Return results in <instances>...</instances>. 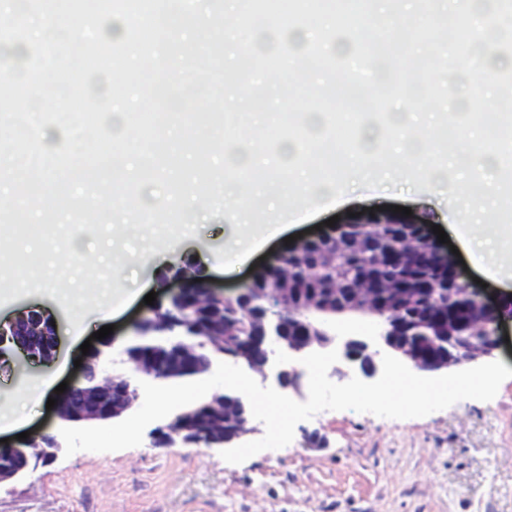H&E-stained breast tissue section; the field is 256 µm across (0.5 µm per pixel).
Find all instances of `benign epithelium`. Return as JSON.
Masks as SVG:
<instances>
[{"instance_id": "obj_1", "label": "benign epithelium", "mask_w": 512, "mask_h": 512, "mask_svg": "<svg viewBox=\"0 0 512 512\" xmlns=\"http://www.w3.org/2000/svg\"><path fill=\"white\" fill-rule=\"evenodd\" d=\"M380 225L400 226L404 232L399 240L370 250L365 247L363 230ZM319 241L335 245L320 257L321 265L334 264L352 250L367 254L368 260L359 275L353 280H336L335 292L339 305L369 314L373 332L360 336L351 331L331 334L309 318V314L321 309L319 296H311L302 307L297 303L290 261ZM272 273L278 275L277 282L265 297L267 310L255 323L252 335L243 339L226 323L214 326L211 335L226 341L224 356L233 364L247 367L264 382L271 379L281 388H298L300 374L295 362L275 365L278 349L296 359L335 349L344 365L333 372L341 379L355 376L364 380L382 372L385 354L403 359L418 371L439 372L488 358L497 348L496 315L491 303L471 288L451 259L416 224H401L390 218H365L342 224L330 234L302 241L259 280H270ZM446 288L455 293L453 305L441 297ZM241 297L240 293L224 297L204 285H191L186 279L180 288L169 293L171 301H211L226 306ZM419 327L435 337V343L413 344L409 337ZM6 336L33 364L52 358L57 347L52 320L35 309L17 316L9 329L0 328V344ZM112 349L113 341L108 340L89 353L81 380L58 402V419L87 424L106 422L123 415L137 402L138 387L130 377L108 371V365L114 362ZM131 366L138 378H153L158 360L153 355H142ZM211 367L212 361L204 359L191 344L184 345L170 361L174 378L205 374ZM218 397L220 404L214 412L224 419V439L210 441L208 445L224 448L255 432L256 427L248 406L235 391L226 388ZM180 417L176 414L168 423L156 427L153 434L169 445L177 440L188 441L187 434L195 428L181 422ZM63 450V442L49 433L31 442L0 445V454L14 459L10 469L0 471V483L25 477L39 463L55 459Z\"/></svg>"}]
</instances>
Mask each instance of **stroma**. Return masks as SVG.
<instances>
[{"instance_id": "35a3bbf8", "label": "stroma", "mask_w": 512, "mask_h": 512, "mask_svg": "<svg viewBox=\"0 0 512 512\" xmlns=\"http://www.w3.org/2000/svg\"><path fill=\"white\" fill-rule=\"evenodd\" d=\"M451 174L438 170L427 185L389 183L387 191L363 192L348 178V198L330 205L334 189L314 186L312 202L326 211L287 228L228 274L216 265L239 232L228 214L210 215L204 202L183 206L195 224L191 238L168 235L147 242L133 227H117L130 266L120 292L132 301L111 316L114 350L132 339L133 321L144 297L158 291L188 264L199 266L205 282L233 291L260 274L274 255L287 252L286 236L315 234L329 218L339 223L378 215L421 225L424 231L450 224L462 209L449 202ZM410 197H400V190ZM411 216H404L403 208ZM39 309L56 324V353L31 364L21 352L0 362V416H25L30 432H58L60 422L45 406L21 403L19 388L55 397L60 383L75 381L80 347L103 326L94 305L65 308L40 291L0 304V321ZM0 512H512V378L488 402L463 400L423 418L387 419L352 410L323 411L296 425L292 442L229 464L214 448L156 444L144 435L140 446L116 452L80 451L58 455L19 482L0 485Z\"/></svg>"}]
</instances>
